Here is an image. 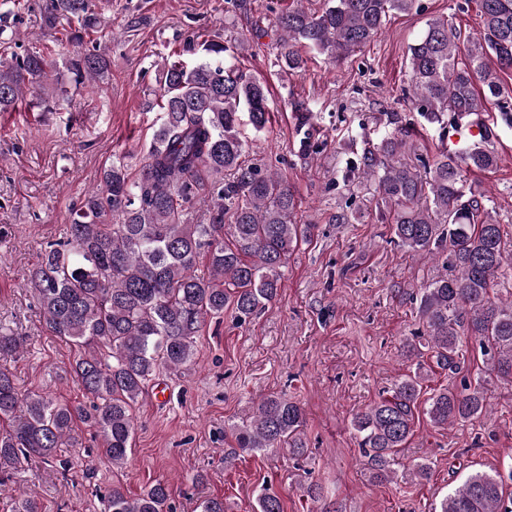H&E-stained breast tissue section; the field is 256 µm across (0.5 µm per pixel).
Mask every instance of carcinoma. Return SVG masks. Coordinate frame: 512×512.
<instances>
[{"mask_svg":"<svg viewBox=\"0 0 512 512\" xmlns=\"http://www.w3.org/2000/svg\"><path fill=\"white\" fill-rule=\"evenodd\" d=\"M11 0H0V44L16 37L5 18ZM481 29L466 37L444 16L426 23L409 47L410 84L405 90L414 109L430 124L448 126L494 106L512 126V93L498 72L512 69V0H478ZM420 10L419 0H322L311 10L304 0L279 16L275 56L285 73L304 64L306 47L341 61L380 36L388 19ZM41 17L50 27L65 24L74 40L98 31L92 0H42ZM238 41L214 39L196 44L203 60L189 67L165 60L160 80L162 122L140 177L129 178L125 165L104 170L89 192L80 219L67 236L49 246L29 275L40 318L53 335L77 349L74 376L96 402L90 408L62 403L41 388L20 390L15 376L0 367V472L31 461L48 463L56 449L75 448L74 423L95 428L104 454L122 466L132 448L133 404L146 386L165 371L175 374L197 351L196 336L206 319L231 308L251 317L277 300L282 268L311 236L301 223L294 192L274 173L245 159L248 141L240 114L257 133L269 122L262 81L226 64ZM99 53L68 58L74 82L93 84L109 70ZM54 73L48 54L35 47L0 59V112L23 102L41 112L59 95L48 90ZM31 98H26V95ZM413 145L397 128L374 143L362 142L342 171V181L357 182L379 202L380 218L392 225L394 242L433 257L446 255L450 273L419 293L418 314L427 338L406 344V356L429 354L451 374L461 370L468 341L489 356V371L512 382V296L494 292L512 276V244L504 239L495 202L468 184L465 172L498 166L492 149L432 162L411 159ZM206 220L192 218L199 191ZM112 212L116 221L101 217ZM206 261V270L198 268ZM23 351L19 336L0 334V358ZM426 374L402 375L366 410L353 428L372 477L395 473L397 455L414 434L418 400ZM426 416L439 428L479 418L489 402L482 386L462 378L460 386L433 391ZM304 411L284 395H268L253 408L251 421L233 429L238 448L261 452L288 447L307 453L301 436ZM512 470L475 471L445 495L432 512H512L504 496ZM171 487L157 482L137 497L118 485L102 497L103 512H168ZM9 512H41L38 499L22 493ZM254 512H283L270 493L256 498Z\"/></svg>","mask_w":512,"mask_h":512,"instance_id":"obj_1","label":"carcinoma"}]
</instances>
